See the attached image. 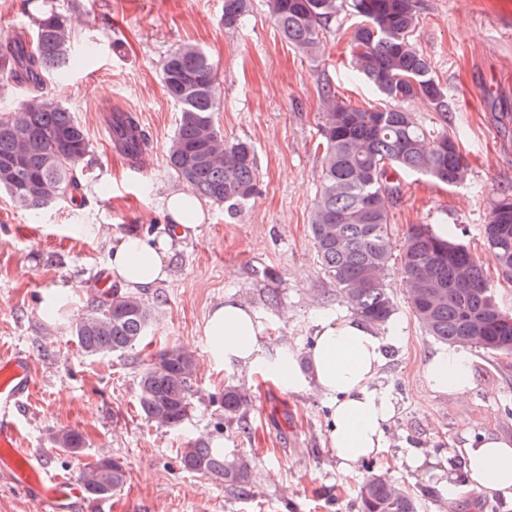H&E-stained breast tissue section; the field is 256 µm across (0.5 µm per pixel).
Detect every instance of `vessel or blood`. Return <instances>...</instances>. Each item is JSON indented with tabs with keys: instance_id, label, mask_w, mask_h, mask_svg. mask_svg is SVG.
I'll return each mask as SVG.
<instances>
[{
	"instance_id": "vessel-or-blood-1",
	"label": "vessel or blood",
	"mask_w": 512,
	"mask_h": 512,
	"mask_svg": "<svg viewBox=\"0 0 512 512\" xmlns=\"http://www.w3.org/2000/svg\"><path fill=\"white\" fill-rule=\"evenodd\" d=\"M35 385L33 364L26 353L0 354V478L18 488L37 512H72L85 499L83 487L49 472L42 459L21 442L20 417Z\"/></svg>"
}]
</instances>
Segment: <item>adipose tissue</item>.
I'll use <instances>...</instances> for the list:
<instances>
[{
  "mask_svg": "<svg viewBox=\"0 0 512 512\" xmlns=\"http://www.w3.org/2000/svg\"><path fill=\"white\" fill-rule=\"evenodd\" d=\"M164 208L171 219L168 232L127 234L113 246L108 268L123 288L145 294L168 283L178 241L198 234L204 214L192 193H170ZM263 330L256 312L230 296L204 326L214 361L244 368L268 364L288 392L310 391L325 401L330 409L327 446L341 473L377 458L396 418L394 401L378 382L387 346L400 340L398 331L380 333L358 317L321 318L305 355L284 349L269 361L260 341ZM425 375L435 394L462 396L473 384V357L461 348L439 350L427 361ZM460 458V468L439 472L448 489H455L461 478L466 486L512 501V439L493 434L470 438Z\"/></svg>",
  "mask_w": 512,
  "mask_h": 512,
  "instance_id": "obj_1",
  "label": "adipose tissue"
}]
</instances>
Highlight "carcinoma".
I'll return each instance as SVG.
<instances>
[{
    "instance_id": "obj_1",
    "label": "carcinoma",
    "mask_w": 512,
    "mask_h": 512,
    "mask_svg": "<svg viewBox=\"0 0 512 512\" xmlns=\"http://www.w3.org/2000/svg\"><path fill=\"white\" fill-rule=\"evenodd\" d=\"M247 0H224V28L235 29ZM274 23L289 45L316 55L336 16L357 18L348 46L355 71L386 101L381 108L353 107L326 92L321 126L322 171L310 232L324 274L343 301L367 322L386 326L397 310L386 272L392 258L390 203L401 173H418L448 186L461 184L467 164L458 139L443 130H424L403 104L422 101L448 118V94L412 43L420 23L417 0H269ZM31 38L0 50V85L26 83L34 90L51 75H63L77 58L71 52L67 16L51 7L30 13ZM162 80L178 104L179 123L168 148V165L199 198L224 205L233 215L258 193L256 156L246 141L228 142L214 119L221 108L216 74L207 55L193 45L166 60ZM114 143L133 159L146 140L134 117L112 113ZM90 152L84 127L72 112L34 92L0 116V191L20 207L38 210L76 198L77 169ZM487 248L502 278L512 281V193L493 202L484 225ZM400 274L409 307L425 333L451 346H470L496 356L512 354V313L496 300L494 284L453 228L440 235L427 224L414 226L402 246ZM153 311L141 298L110 290L89 314L77 319L74 338L88 356L135 348L146 336ZM197 371L192 350L173 346L156 353L138 379L140 412L160 427L180 426L189 413L190 385ZM224 419L237 424L245 398L234 386L222 394ZM63 448L77 453V430L58 434ZM183 469L248 495L254 462L226 455L201 441L182 449ZM127 465L102 455L82 474L91 497H108L127 483ZM360 512H418L408 489L383 476L360 489Z\"/></svg>"
}]
</instances>
